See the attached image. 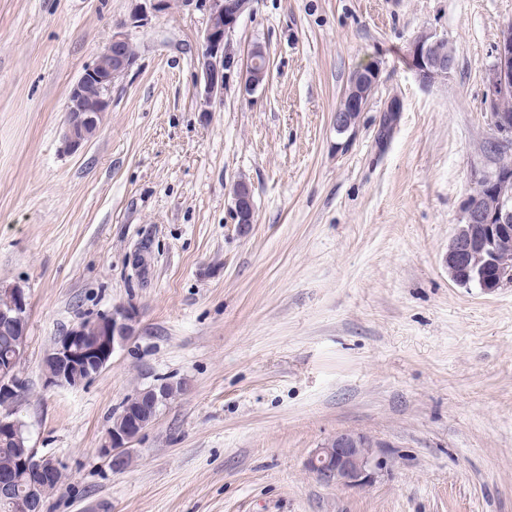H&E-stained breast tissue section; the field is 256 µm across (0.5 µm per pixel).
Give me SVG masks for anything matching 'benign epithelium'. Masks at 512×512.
<instances>
[{"mask_svg": "<svg viewBox=\"0 0 512 512\" xmlns=\"http://www.w3.org/2000/svg\"><path fill=\"white\" fill-rule=\"evenodd\" d=\"M132 2L128 17L112 29L104 48L70 89L62 133L66 152H75L87 142V129L101 127L110 109L112 86L135 65L137 52L133 50L130 31L144 27L151 16L171 7V0ZM195 3L206 11V24L195 55L200 111L206 112L212 98L224 92L235 68L242 72L244 92L252 93L268 81L270 60L265 46L259 43L252 46L241 67L235 57L226 52V43L241 17L251 10L252 0H180L183 7ZM444 42L446 38L424 31L410 43L409 65L425 85L447 80L454 67V56L440 49ZM379 76L380 69L374 60L352 72L342 105L333 114L336 134L346 137L336 148H345L354 137L357 119L353 113L365 110ZM486 82L491 123L498 141L506 144L512 139V113L500 110L499 105L512 95V25L509 23L500 30ZM232 213L242 226L254 223L253 190L244 179L234 185ZM506 237H512V167L500 166L492 173L476 174L475 193L462 205L461 223L456 225L445 255L450 278L460 286L476 279L486 293L512 281V267L501 263L497 250V243ZM28 306L24 289L0 288V326L12 330L15 336L10 352L0 361V402H12L25 384L19 368L26 354ZM136 322L133 308L119 306L94 315L88 322L73 324L44 355L46 384L74 387L97 375L110 363L116 348L134 335ZM163 402L164 393L159 385L132 396L126 403L127 426L106 430L99 448L100 457L113 469H124L125 449L141 432L144 419L155 420ZM24 433L20 420L0 416L1 437L22 444L27 441ZM379 447V442L363 433L339 432L309 455L306 468L322 483L341 488L363 487L373 480L380 466ZM57 469L55 460L38 455L33 447H25L18 471L0 474V509L3 512H42L44 481Z\"/></svg>", "mask_w": 512, "mask_h": 512, "instance_id": "benign-epithelium-1", "label": "benign epithelium"}]
</instances>
